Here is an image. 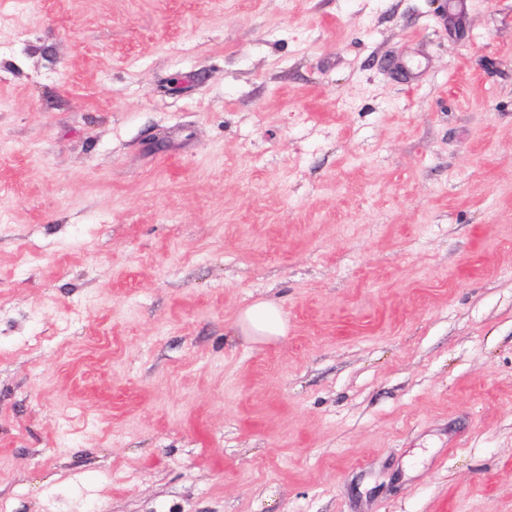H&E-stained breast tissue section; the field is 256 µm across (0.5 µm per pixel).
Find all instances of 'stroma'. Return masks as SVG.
Returning a JSON list of instances; mask_svg holds the SVG:
<instances>
[{
  "instance_id": "stroma-1",
  "label": "stroma",
  "mask_w": 512,
  "mask_h": 512,
  "mask_svg": "<svg viewBox=\"0 0 512 512\" xmlns=\"http://www.w3.org/2000/svg\"><path fill=\"white\" fill-rule=\"evenodd\" d=\"M0 512H512V0H0ZM288 322L281 306L273 301H258L236 317L233 336L253 343H267L286 336Z\"/></svg>"
}]
</instances>
